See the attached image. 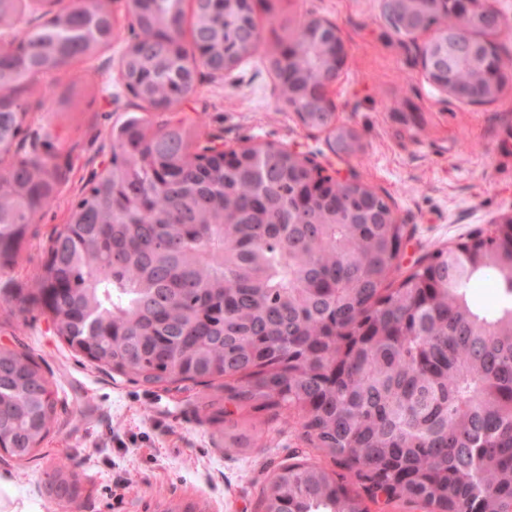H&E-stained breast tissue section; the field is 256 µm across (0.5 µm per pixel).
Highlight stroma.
Wrapping results in <instances>:
<instances>
[{
	"instance_id": "stroma-1",
	"label": "stroma",
	"mask_w": 512,
	"mask_h": 512,
	"mask_svg": "<svg viewBox=\"0 0 512 512\" xmlns=\"http://www.w3.org/2000/svg\"><path fill=\"white\" fill-rule=\"evenodd\" d=\"M257 53L223 80L200 73L194 95L175 118L199 122L200 137L221 136L225 148L273 143L296 150L329 174L353 171L389 195L407 227L402 271L437 249L512 214V79L498 100L468 106L438 91L403 38L385 22L382 0H258ZM311 19L335 22L349 47L336 86V122L354 128L360 150L334 153L327 132L304 127L280 96L269 59L280 38ZM121 44L48 76L55 93L32 88L24 131L12 155L49 153L61 167L53 205L37 213L12 269L0 272V346L28 351L51 383L57 421L25 461H0L14 500L28 512H263L274 471L308 462L339 471L297 430H279L268 412L238 419V433L257 448H228L224 427L210 418L223 391L191 382L132 383L75 356L46 315L22 302L46 259L49 237L65 224L90 172L111 153L110 132L136 111L119 78ZM76 484L56 494L57 463Z\"/></svg>"
}]
</instances>
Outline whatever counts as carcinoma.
<instances>
[{
  "instance_id": "carcinoma-1",
  "label": "carcinoma",
  "mask_w": 512,
  "mask_h": 512,
  "mask_svg": "<svg viewBox=\"0 0 512 512\" xmlns=\"http://www.w3.org/2000/svg\"><path fill=\"white\" fill-rule=\"evenodd\" d=\"M129 37L98 2L62 6L0 56V145L39 78L126 40L123 75L138 108L169 112L196 91L186 0H135ZM192 44L226 69L258 49L252 0H194ZM22 0H0L13 29ZM330 61L314 21L286 32L270 65L308 128L354 152L358 134L302 91ZM457 78L483 82L466 63ZM50 154L0 173V272L50 206ZM272 143L213 153L183 122L132 114L112 127V164L94 171L23 301L55 335L132 382L224 379V399L301 432L373 497L424 512H512V223L419 261L400 281L406 225L388 197L325 178ZM493 302L478 307L476 288ZM35 356L0 347V435L18 460L49 435L55 403ZM264 512H368L335 475L292 462Z\"/></svg>"
}]
</instances>
